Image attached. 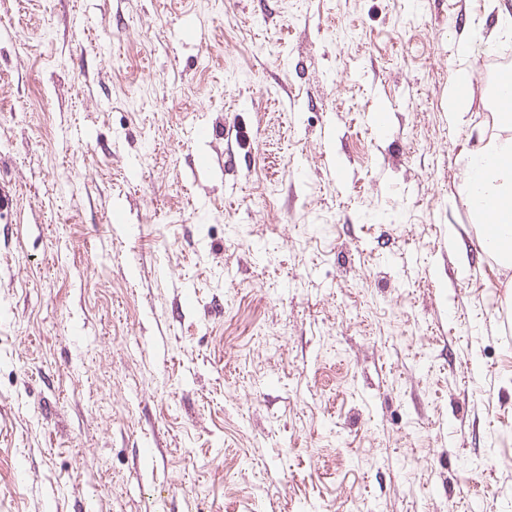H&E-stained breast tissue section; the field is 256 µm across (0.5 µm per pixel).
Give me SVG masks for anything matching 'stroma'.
<instances>
[{"mask_svg":"<svg viewBox=\"0 0 512 512\" xmlns=\"http://www.w3.org/2000/svg\"><path fill=\"white\" fill-rule=\"evenodd\" d=\"M473 27L503 44L487 0H0V512H512Z\"/></svg>","mask_w":512,"mask_h":512,"instance_id":"stroma-1","label":"stroma"}]
</instances>
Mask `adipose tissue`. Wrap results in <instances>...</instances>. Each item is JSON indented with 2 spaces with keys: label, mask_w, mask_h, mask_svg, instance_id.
<instances>
[{
  "label": "adipose tissue",
  "mask_w": 512,
  "mask_h": 512,
  "mask_svg": "<svg viewBox=\"0 0 512 512\" xmlns=\"http://www.w3.org/2000/svg\"><path fill=\"white\" fill-rule=\"evenodd\" d=\"M504 109L496 113V129L482 137L469 154L462 179L474 223L498 225L501 241L483 239L484 251L499 268L512 270V114H506L512 100L503 99Z\"/></svg>",
  "instance_id": "ef3b65f1"
}]
</instances>
